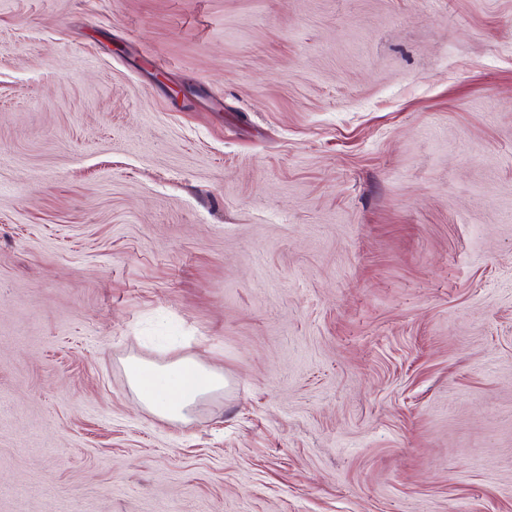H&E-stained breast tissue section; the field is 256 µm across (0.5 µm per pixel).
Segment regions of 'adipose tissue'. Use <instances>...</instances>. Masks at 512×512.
<instances>
[{
  "label": "adipose tissue",
  "mask_w": 512,
  "mask_h": 512,
  "mask_svg": "<svg viewBox=\"0 0 512 512\" xmlns=\"http://www.w3.org/2000/svg\"><path fill=\"white\" fill-rule=\"evenodd\" d=\"M126 372L141 405L167 422H188L192 408L201 399L224 388L222 373L187 357L162 367L133 360Z\"/></svg>",
  "instance_id": "ef3b65f1"
}]
</instances>
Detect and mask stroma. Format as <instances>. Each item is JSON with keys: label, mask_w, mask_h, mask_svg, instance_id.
Returning <instances> with one entry per match:
<instances>
[{"label": "stroma", "mask_w": 512, "mask_h": 512, "mask_svg": "<svg viewBox=\"0 0 512 512\" xmlns=\"http://www.w3.org/2000/svg\"><path fill=\"white\" fill-rule=\"evenodd\" d=\"M0 512H512V0H0ZM126 372L141 405L167 422L187 423L201 399L224 389V375L193 358L162 367L131 360Z\"/></svg>", "instance_id": "stroma-1"}]
</instances>
